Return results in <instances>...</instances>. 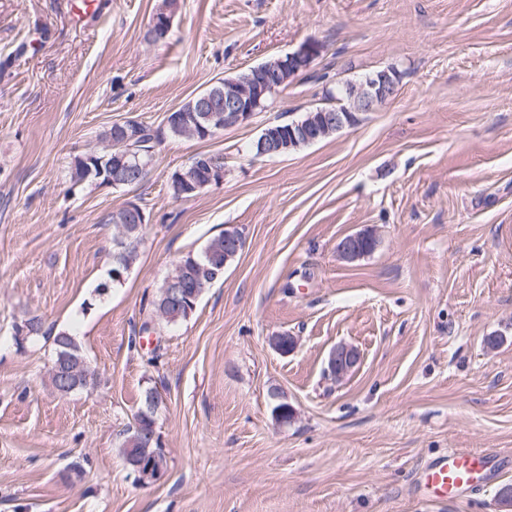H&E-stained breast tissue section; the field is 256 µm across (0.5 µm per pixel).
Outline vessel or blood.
Returning <instances> with one entry per match:
<instances>
[{
  "mask_svg": "<svg viewBox=\"0 0 512 512\" xmlns=\"http://www.w3.org/2000/svg\"><path fill=\"white\" fill-rule=\"evenodd\" d=\"M495 467L483 450H452L423 465L415 490L424 498L448 501L463 490L486 481Z\"/></svg>",
  "mask_w": 512,
  "mask_h": 512,
  "instance_id": "1",
  "label": "vessel or blood"
}]
</instances>
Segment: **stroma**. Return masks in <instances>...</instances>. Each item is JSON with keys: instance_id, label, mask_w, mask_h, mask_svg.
<instances>
[{"instance_id": "1", "label": "stroma", "mask_w": 512, "mask_h": 512, "mask_svg": "<svg viewBox=\"0 0 512 512\" xmlns=\"http://www.w3.org/2000/svg\"><path fill=\"white\" fill-rule=\"evenodd\" d=\"M0 0V512H501L512 485V0ZM306 41L323 45L263 112L214 138H168L133 188L75 185L74 156L113 123L160 126L212 86ZM392 68L396 95L295 152L254 156L274 121L326 84ZM328 74V83L318 82ZM224 182L187 201L171 174L198 152ZM148 222L112 284L110 213ZM244 247L186 321L146 334L173 261L225 225ZM372 228L376 250L339 258ZM75 336L96 385L62 396L43 337ZM296 337L276 352L269 339ZM500 337L488 346V337ZM361 363L335 380L328 355ZM164 400L162 479L139 484L121 432L140 396ZM295 409L272 418L271 390ZM455 448L487 449L492 479L448 502L417 474ZM364 241L369 244H364V247L368 250H371L370 244L372 247L376 248L378 245V237L376 232L373 229H362L358 232H355L352 236L345 237L338 245V248L341 252L344 253L346 258L349 261H355L361 257L366 255L365 250H361L359 248V242ZM368 251V253H371ZM361 362L360 351L349 344L340 343L337 344L330 352L328 357V370L334 369L336 364L341 363L349 371H352Z\"/></svg>"}]
</instances>
